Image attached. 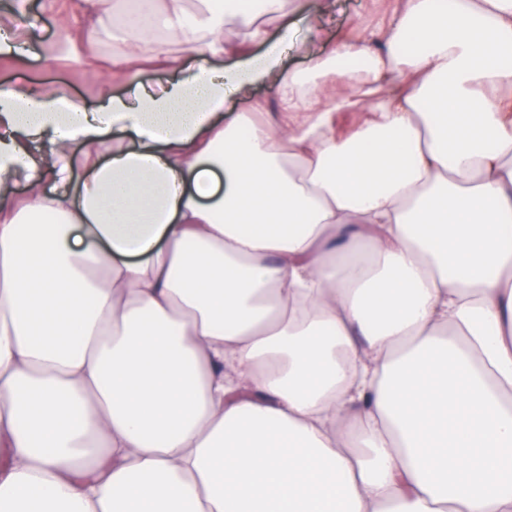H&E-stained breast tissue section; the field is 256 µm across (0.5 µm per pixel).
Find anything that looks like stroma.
Returning <instances> with one entry per match:
<instances>
[{"instance_id":"stroma-1","label":"stroma","mask_w":512,"mask_h":512,"mask_svg":"<svg viewBox=\"0 0 512 512\" xmlns=\"http://www.w3.org/2000/svg\"><path fill=\"white\" fill-rule=\"evenodd\" d=\"M26 11L16 8L17 0H0V26L23 25L28 15L40 17L41 38L46 42H62L66 48L54 63H45L38 54L18 60L0 58V85H49L80 101L87 108L99 107L102 88L109 74L108 61L112 46L95 45L74 39V31L91 28L94 17L79 11L75 0H27ZM332 11L311 20L298 17L294 46L284 55L287 70H304L317 56L336 46L344 36L365 34L387 9L390 0H333Z\"/></svg>"}]
</instances>
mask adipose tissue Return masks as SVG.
<instances>
[{
  "mask_svg": "<svg viewBox=\"0 0 512 512\" xmlns=\"http://www.w3.org/2000/svg\"><path fill=\"white\" fill-rule=\"evenodd\" d=\"M78 6L126 93L0 87V512H512V0L304 72L306 0ZM251 103L255 105L264 106L267 110L275 106V93L270 86H259L250 92L247 99L241 97H230L224 104V117L231 114L230 112H245Z\"/></svg>",
  "mask_w": 512,
  "mask_h": 512,
  "instance_id": "adipose-tissue-1",
  "label": "adipose tissue"
}]
</instances>
